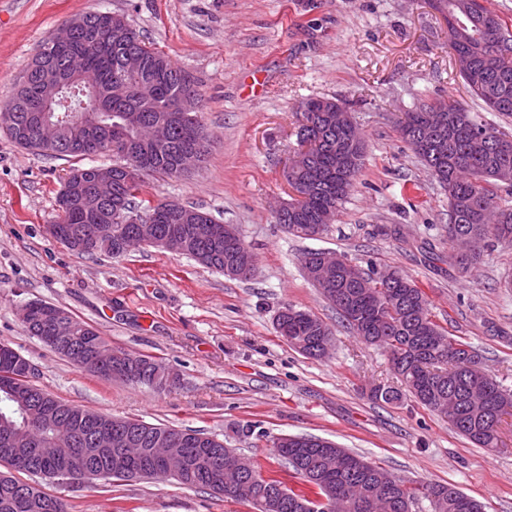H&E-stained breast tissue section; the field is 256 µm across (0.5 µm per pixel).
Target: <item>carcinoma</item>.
I'll return each instance as SVG.
<instances>
[{
  "instance_id": "1",
  "label": "carcinoma",
  "mask_w": 512,
  "mask_h": 512,
  "mask_svg": "<svg viewBox=\"0 0 512 512\" xmlns=\"http://www.w3.org/2000/svg\"><path fill=\"white\" fill-rule=\"evenodd\" d=\"M487 0H430L448 23V46L455 56L466 55L470 69L459 75L472 100L487 112L512 115V30ZM75 47L84 53L88 63L100 73L98 109L100 134L112 140V157L116 165H128L124 149L132 153L146 151L151 165L143 170L129 165L117 172L118 179L112 199H92L89 187H83L71 210L60 215L58 225L82 227L93 209H111L118 216L152 214L157 216V231L165 236L178 231L190 240L187 256L217 271H224V261L233 253L246 248L237 230L229 224L217 222L209 213L190 206L184 213L164 212L163 203L138 199L143 193L142 176L154 173L177 175L176 166L181 155L190 151L171 112L172 106L185 93H194L197 102L202 94L195 83L186 80L187 73L175 66L163 53L156 51L140 39L128 20L112 15V27L98 33L100 14L87 13L75 18ZM137 52L146 63V74L131 82L122 96L112 95V77L121 69L125 54ZM36 69L22 80L8 104L12 106L15 121L5 127L9 137L20 147L48 157H65L80 162L86 154L74 150L70 144L71 130L67 129L57 145L44 147L37 142L34 124L30 119L34 110L40 81ZM90 94L83 93L73 83L65 90L61 102L53 106L55 115H65L82 108ZM336 105L331 98H310L298 107L299 118L312 126H303L301 142L312 146V157L305 167L288 176V183L302 198L292 199L288 205L295 214L278 219L288 232L299 238L316 236L328 228L324 216L338 212L347 198L355 177L365 163L366 143L355 126L343 130L336 128V113L328 108ZM124 112H140L147 122L162 121L173 128L172 138L163 144L141 145L136 130L117 125ZM441 113L446 118L444 152L433 155L424 141L430 139L428 118ZM402 139L414 150L424 165L432 170L436 181L448 195V242L460 246V251L448 255L450 265L462 273L478 268L488 248L512 249V201L498 195L504 187L512 191V135L507 136L479 121L474 113L454 102L420 100L399 122ZM499 212L496 224L485 222V211ZM129 224L112 225V241L101 240L99 245L80 252L92 257L105 252L113 257L124 254L120 234L130 231ZM324 252L310 250L302 256L305 277L322 265ZM349 277H336L331 271L324 296L335 306L345 327L365 343L390 350L397 342L407 347L406 354L396 364L397 379L404 389L420 404L444 416L461 435L480 448H497L500 442L502 419L494 413H507L512 409V391L500 386L480 365L478 353L467 342L447 336L433 322L429 303L423 291L412 280L389 270L384 277L375 278L354 265ZM288 318L286 332L280 336L294 349L309 357L322 353L323 338L334 335L326 322L293 305H286ZM71 336L68 348L56 352L71 359L85 348L87 337L105 345L90 325L67 314ZM9 352L0 351V416L11 417L21 424V437L40 441L52 437L53 428L31 420L22 424V409L34 411L47 406L56 423L74 431V442L62 448L59 454L80 466L92 470L117 466L116 460L104 453L91 451L99 425L82 418L83 407L65 402L43 390L29 389L16 393L6 389ZM108 367L119 371L133 385L161 391L169 387L167 367L152 358H111ZM402 389V390H404ZM402 390L386 385H375L370 397L386 404L397 403ZM98 416L112 424V434L120 442L128 440L137 448H149L160 432H168L182 440L188 464L175 482L185 488H206L225 497L243 500L240 495L224 493V444L216 437L199 430L182 429L145 423L138 419L117 418L100 412ZM6 445L0 442V512H68V504L28 483L18 474L51 479L54 462L31 457L18 461L15 447L12 457L5 454ZM364 460V457L342 448L336 443L315 436H303L301 442L275 447L274 462L289 470L301 480L306 489L287 486L271 472L252 459L238 475L237 484L265 497L276 498V512H306L303 504L310 495L336 492V488L355 483L364 493L384 503L377 512H415L407 509L403 499L414 503L426 500L431 512H485L483 502L463 493L451 484L424 482L417 487L402 488V480L391 476L373 462L363 470H349L346 459ZM143 469L141 478L159 479L155 463L149 453L135 460Z\"/></svg>"
}]
</instances>
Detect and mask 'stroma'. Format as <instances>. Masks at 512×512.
I'll list each match as a JSON object with an SVG mask.
<instances>
[{"mask_svg": "<svg viewBox=\"0 0 512 512\" xmlns=\"http://www.w3.org/2000/svg\"><path fill=\"white\" fill-rule=\"evenodd\" d=\"M91 12L127 17L199 86L206 163L179 177L147 175L145 190L235 226L254 272L232 278L148 245L119 258L78 256L49 230L69 161L22 149L0 130V343L35 366L38 387L88 409L200 430L264 464L280 435L318 436L405 481L449 483L486 512H512V416L489 450L414 398L371 400L372 385L397 383L387 352L343 326L300 264L304 252L322 250L398 270L422 288L433 320L471 343L512 390V289L504 285L512 250H486L468 274L449 264L448 197L398 132L418 99L470 101L454 77L444 17L429 0H0V104L42 42ZM314 97L348 103L367 153L335 223L300 239L277 224L275 209L292 196L296 109ZM33 301L66 309L131 355L162 361L176 386L156 391L73 365L25 332L17 311ZM287 304L334 329L328 357H306L278 335ZM49 491L63 493L72 512H252L172 481Z\"/></svg>", "mask_w": 512, "mask_h": 512, "instance_id": "1", "label": "stroma"}]
</instances>
